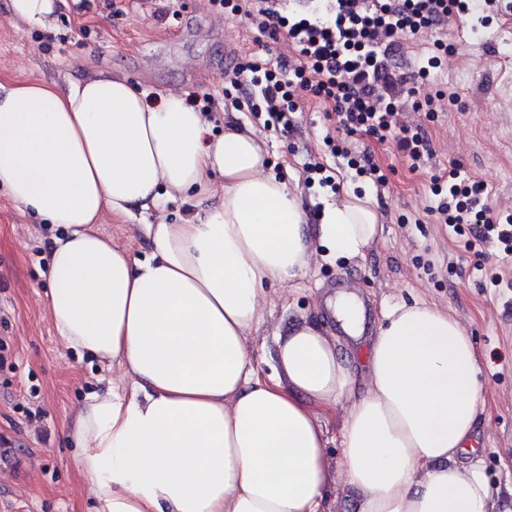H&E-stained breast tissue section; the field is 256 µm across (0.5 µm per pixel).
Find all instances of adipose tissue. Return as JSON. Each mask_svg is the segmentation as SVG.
Returning a JSON list of instances; mask_svg holds the SVG:
<instances>
[{
    "instance_id": "obj_1",
    "label": "adipose tissue",
    "mask_w": 512,
    "mask_h": 512,
    "mask_svg": "<svg viewBox=\"0 0 512 512\" xmlns=\"http://www.w3.org/2000/svg\"><path fill=\"white\" fill-rule=\"evenodd\" d=\"M62 0H9L51 29ZM186 92L159 103L121 74L0 83V187L57 225L46 313L62 344L120 370L69 424L77 468L100 512H324L341 484L356 512H486L474 457L479 357L447 310L403 301L382 315L356 373L319 324L281 323L278 371L248 334L271 283L314 261L364 259L381 238L372 193L317 196L269 174L264 141L228 120L210 133ZM193 200L172 222L168 201ZM139 225L149 253L102 234L103 214ZM343 413L342 465L324 422Z\"/></svg>"
}]
</instances>
